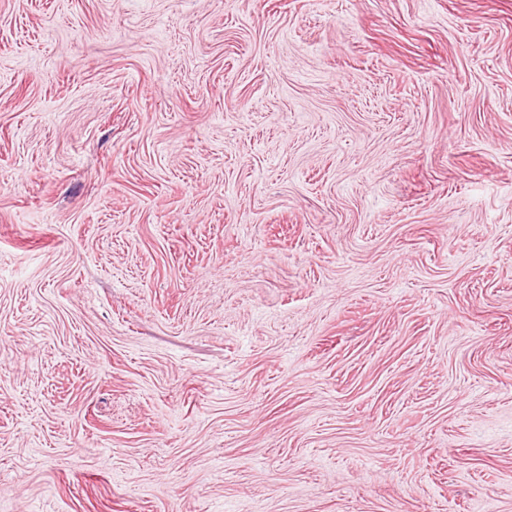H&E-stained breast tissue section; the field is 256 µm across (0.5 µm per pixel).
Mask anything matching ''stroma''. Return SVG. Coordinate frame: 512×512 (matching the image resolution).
Returning <instances> with one entry per match:
<instances>
[{
    "instance_id": "obj_1",
    "label": "stroma",
    "mask_w": 512,
    "mask_h": 512,
    "mask_svg": "<svg viewBox=\"0 0 512 512\" xmlns=\"http://www.w3.org/2000/svg\"><path fill=\"white\" fill-rule=\"evenodd\" d=\"M0 512H512V0H0Z\"/></svg>"
}]
</instances>
